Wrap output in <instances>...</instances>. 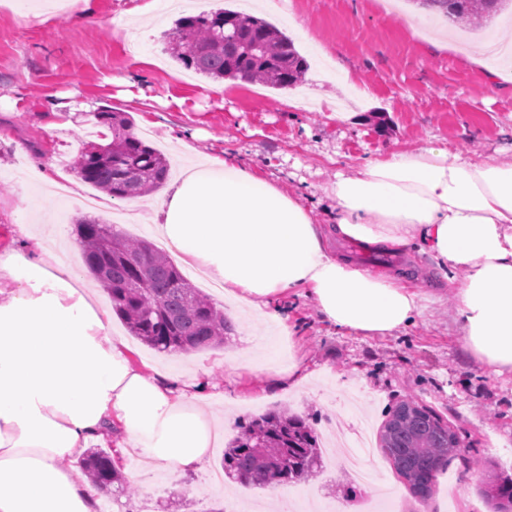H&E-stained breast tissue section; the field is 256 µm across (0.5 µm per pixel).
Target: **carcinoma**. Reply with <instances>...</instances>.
<instances>
[{
	"mask_svg": "<svg viewBox=\"0 0 512 512\" xmlns=\"http://www.w3.org/2000/svg\"><path fill=\"white\" fill-rule=\"evenodd\" d=\"M449 21L486 24L512 8V0H411ZM169 50L184 67L214 79H258L273 88L297 83L306 60L290 38L263 19L224 10L184 16L169 33ZM112 141L90 144L74 172L113 198H134L161 189L169 167L161 153L129 132L122 112L103 110ZM76 235L87 271L107 290L115 312L133 335L160 352H189L224 345L234 326L153 243L130 239L94 219L77 221ZM380 448L412 493L426 500L437 473L459 440L448 425L414 400L400 403L384 421ZM224 475L241 485L306 481L320 469L315 430L286 410L270 411L241 427L224 449ZM95 485L125 492L126 480L111 456L96 450L81 461ZM494 512H512V476H494L484 489Z\"/></svg>",
	"mask_w": 512,
	"mask_h": 512,
	"instance_id": "1",
	"label": "carcinoma"
}]
</instances>
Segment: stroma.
<instances>
[{
    "mask_svg": "<svg viewBox=\"0 0 512 512\" xmlns=\"http://www.w3.org/2000/svg\"><path fill=\"white\" fill-rule=\"evenodd\" d=\"M52 0H0V235L22 239L14 210L38 200L64 236L55 248L64 263L87 276L75 222L101 223L123 214L119 231L155 241L153 214L131 200L96 192L72 169L85 143H110L98 111L128 113L132 133L166 153L172 178L186 163L178 138L203 154L226 153L258 170L282 189L301 196L317 223L332 225L327 187L337 172L392 151L426 143L473 157L512 153V71L489 84L484 69L467 59L462 41L495 39L490 25L460 36L445 20L425 15V36H413L407 19L417 14L402 0H281L262 17L293 39L306 59L304 80L274 89L259 81L216 80L172 59L166 35L182 17L162 8L145 33L120 23L141 0H96L94 21H73ZM187 100L191 111H182ZM78 100L91 112H52L49 102ZM350 113L344 123L333 110ZM66 182L62 194H38L42 177ZM96 195L99 208L83 202ZM333 252L356 258L373 273L389 275L415 292L422 312L415 325L390 336H362L322 320L304 292L279 297L275 307L291 326L259 320L229 306L222 288L208 289L235 330L218 348L160 353L132 336L120 318L122 336L140 366L171 373L197 371L223 389L211 408L224 414L227 438L237 425L282 407L309 418L330 452L326 431L378 433L391 407L412 399L432 409L455 432L461 446L420 501L399 478L380 446H373L375 474L389 496V512H491L481 492L490 473H512V376L495 375L465 349L453 322L458 307L453 278L426 253L355 251L350 241L331 239ZM246 349L240 366L231 353ZM299 364L298 381L269 371L272 363ZM223 448H214L200 470L184 474L155 468L138 474L135 454L119 458L130 486L126 501L138 512H218L226 499L252 512H271L270 488H245L233 480L211 482ZM340 467L320 470L310 481L288 485L293 512H324L321 492L340 493L351 483Z\"/></svg>",
    "mask_w": 512,
    "mask_h": 512,
    "instance_id": "stroma-1",
    "label": "stroma"
}]
</instances>
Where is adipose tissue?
Returning a JSON list of instances; mask_svg holds the SVG:
<instances>
[{
	"instance_id": "obj_1",
	"label": "adipose tissue",
	"mask_w": 512,
	"mask_h": 512,
	"mask_svg": "<svg viewBox=\"0 0 512 512\" xmlns=\"http://www.w3.org/2000/svg\"><path fill=\"white\" fill-rule=\"evenodd\" d=\"M339 236L430 254L464 271L455 322L466 347L512 375V155L398 150L337 175ZM157 237L205 270L236 307L271 317L306 290L327 322L366 336L405 329L416 293L337 258L311 210L231 157L189 165L152 206ZM0 243V512H99L106 494L65 460L117 442L150 467L192 472L224 439L208 384L132 360L97 294L42 237Z\"/></svg>"
}]
</instances>
